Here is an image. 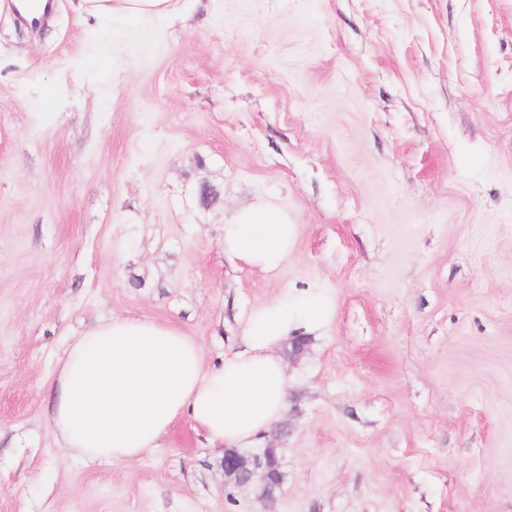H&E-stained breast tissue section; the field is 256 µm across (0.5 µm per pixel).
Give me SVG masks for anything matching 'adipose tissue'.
Here are the masks:
<instances>
[{
	"instance_id": "1",
	"label": "adipose tissue",
	"mask_w": 512,
	"mask_h": 512,
	"mask_svg": "<svg viewBox=\"0 0 512 512\" xmlns=\"http://www.w3.org/2000/svg\"><path fill=\"white\" fill-rule=\"evenodd\" d=\"M171 0H78V18L166 19ZM296 227L287 214L239 210L224 227L235 258L267 273L288 258ZM319 290L283 292L254 308L242 343L221 364H204L202 346L179 328L111 317L67 346L50 385L47 420L59 447L85 460L124 463L157 448L181 418L213 445L240 448L264 437L286 409L289 379L277 354L291 332L321 329L334 315Z\"/></svg>"
}]
</instances>
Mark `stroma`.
Returning <instances> with one entry per match:
<instances>
[{
    "mask_svg": "<svg viewBox=\"0 0 512 512\" xmlns=\"http://www.w3.org/2000/svg\"><path fill=\"white\" fill-rule=\"evenodd\" d=\"M53 3L0 16V512H512V0H173L104 65ZM251 205L297 226L276 274L224 248ZM313 286L335 314L242 450L278 449L274 498L186 419L128 464L59 448L46 385L89 326L216 365Z\"/></svg>",
    "mask_w": 512,
    "mask_h": 512,
    "instance_id": "obj_1",
    "label": "stroma"
}]
</instances>
